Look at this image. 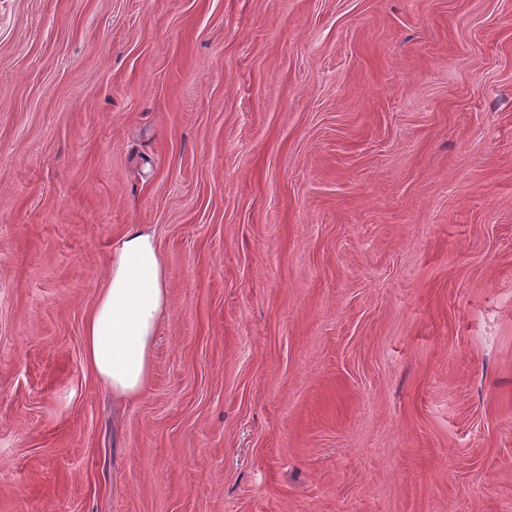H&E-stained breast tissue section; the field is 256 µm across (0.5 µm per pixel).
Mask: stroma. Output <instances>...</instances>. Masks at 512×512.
<instances>
[{
  "mask_svg": "<svg viewBox=\"0 0 512 512\" xmlns=\"http://www.w3.org/2000/svg\"><path fill=\"white\" fill-rule=\"evenodd\" d=\"M0 512H512V0H0ZM171 309L165 259L155 235L131 224L112 245L108 271L83 325V360L126 400L148 388L160 322Z\"/></svg>",
  "mask_w": 512,
  "mask_h": 512,
  "instance_id": "35a3bbf8",
  "label": "stroma"
}]
</instances>
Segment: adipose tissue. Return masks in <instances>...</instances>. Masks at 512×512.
I'll return each instance as SVG.
<instances>
[{
	"label": "adipose tissue",
	"instance_id": "1",
	"mask_svg": "<svg viewBox=\"0 0 512 512\" xmlns=\"http://www.w3.org/2000/svg\"><path fill=\"white\" fill-rule=\"evenodd\" d=\"M171 309L165 259L155 235L130 225L109 254L83 325V360L113 395L126 400L147 389L160 322Z\"/></svg>",
	"mask_w": 512,
	"mask_h": 512
}]
</instances>
